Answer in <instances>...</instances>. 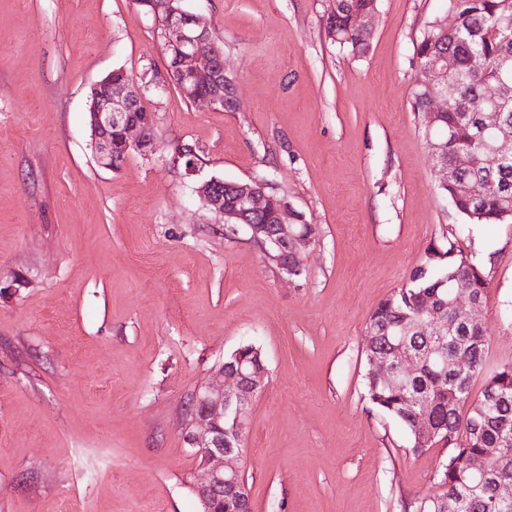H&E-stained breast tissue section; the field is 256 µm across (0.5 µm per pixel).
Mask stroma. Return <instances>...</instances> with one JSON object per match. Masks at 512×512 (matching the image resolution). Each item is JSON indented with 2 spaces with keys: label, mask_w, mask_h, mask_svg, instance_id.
I'll list each match as a JSON object with an SVG mask.
<instances>
[{
  "label": "stroma",
  "mask_w": 512,
  "mask_h": 512,
  "mask_svg": "<svg viewBox=\"0 0 512 512\" xmlns=\"http://www.w3.org/2000/svg\"><path fill=\"white\" fill-rule=\"evenodd\" d=\"M335 0H183L238 77V111L155 89L167 61L136 0H0V512H200L182 435L235 349L268 368L243 436L254 512H415L448 454L412 453L366 398L367 323L448 231L485 265L488 367L512 361V223L437 188L411 106L414 44L444 0H379L367 52L328 37ZM147 82L155 149L98 164L87 99ZM202 149L198 177L170 168ZM273 182L316 225L288 280L225 234L196 178Z\"/></svg>",
  "instance_id": "obj_1"
}]
</instances>
